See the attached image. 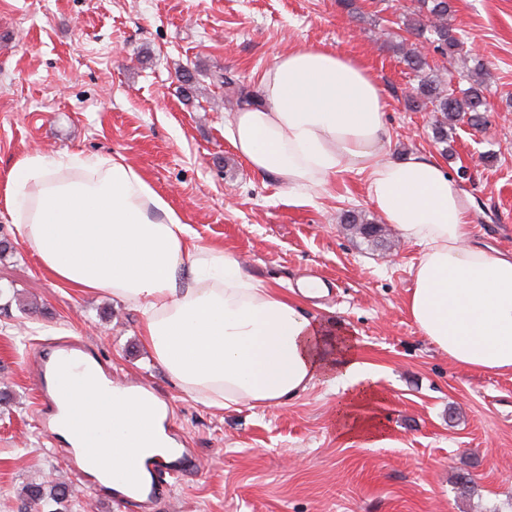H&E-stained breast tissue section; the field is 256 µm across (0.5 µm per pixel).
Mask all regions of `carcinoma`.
Wrapping results in <instances>:
<instances>
[{"label":"carcinoma","instance_id":"obj_1","mask_svg":"<svg viewBox=\"0 0 512 512\" xmlns=\"http://www.w3.org/2000/svg\"><path fill=\"white\" fill-rule=\"evenodd\" d=\"M407 12L417 17L416 22L407 24L406 31L414 36L404 54V61L413 71L419 73L428 66L425 49L428 47L444 58H452L461 51V40L456 30L448 23L453 12L452 0H410ZM409 104L415 109L428 110L436 114L434 130L440 142L448 140L444 121H454L468 116L471 126L478 127L483 122V112L487 111L484 86L481 82L471 84L461 91V95L448 92L437 81L425 78L410 94ZM346 229L379 246L385 245L383 228L375 220L366 218L359 212L349 211L342 216ZM24 497L38 505L49 507V512H58L69 496L66 484L52 480L29 483L23 489Z\"/></svg>","mask_w":512,"mask_h":512}]
</instances>
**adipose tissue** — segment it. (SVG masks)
Returning <instances> with one entry per match:
<instances>
[{"label": "adipose tissue", "instance_id": "adipose-tissue-1", "mask_svg": "<svg viewBox=\"0 0 512 512\" xmlns=\"http://www.w3.org/2000/svg\"><path fill=\"white\" fill-rule=\"evenodd\" d=\"M384 112L383 90L361 65L299 46L275 57L259 100L233 112L228 129L250 167L297 199L338 173H366L372 207L419 249L408 299L418 330L461 367L512 373V255L470 243L468 212L440 163L384 156ZM0 207L53 280L136 309L155 360L204 405L274 409L315 383L340 386L352 396L337 432L381 444L373 413L382 397L351 331L253 278L234 253L200 244L124 157L27 154L10 170ZM57 407V433L73 447L126 439L113 474L136 460L169 458L170 408L128 390L111 394L96 363H86L78 392ZM77 415L85 424L74 437Z\"/></svg>", "mask_w": 512, "mask_h": 512}]
</instances>
